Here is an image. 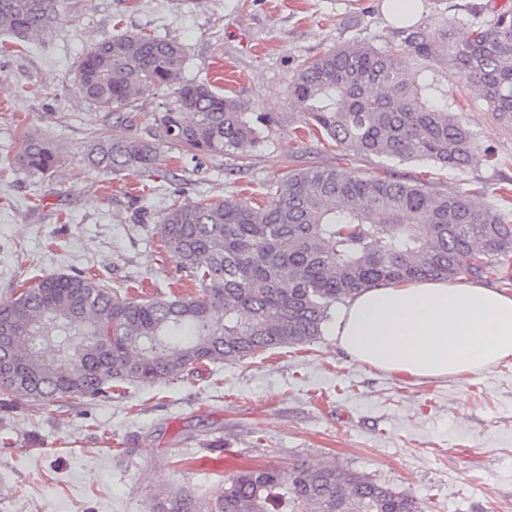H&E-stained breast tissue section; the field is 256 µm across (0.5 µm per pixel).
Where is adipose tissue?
Here are the masks:
<instances>
[{"mask_svg": "<svg viewBox=\"0 0 512 512\" xmlns=\"http://www.w3.org/2000/svg\"><path fill=\"white\" fill-rule=\"evenodd\" d=\"M356 363L417 379L461 376L512 358V295L442 280L362 290L336 315Z\"/></svg>", "mask_w": 512, "mask_h": 512, "instance_id": "1", "label": "adipose tissue"}]
</instances>
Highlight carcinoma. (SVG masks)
Here are the masks:
<instances>
[{"mask_svg": "<svg viewBox=\"0 0 512 512\" xmlns=\"http://www.w3.org/2000/svg\"><path fill=\"white\" fill-rule=\"evenodd\" d=\"M60 0H0V33L25 41L59 19ZM454 38L452 22L434 38L409 22L381 50L352 44L303 62L289 90L308 115V132L357 158L424 160L463 169L478 144L448 93L411 59L434 60L465 78L497 119L512 125V4H489ZM186 47L153 34L120 33L87 49L74 83L104 111L126 108L152 88L172 87L175 104L155 118L171 151L243 159L259 128L240 100L186 80ZM126 115L96 135L87 162L104 172L164 177L158 143L131 140ZM58 155L23 134L0 166L45 176ZM476 191L443 193L387 167L345 177L316 162L269 182L261 201L230 195L172 204L159 233L197 293L119 297L93 275L40 276L0 301V405L41 409L62 399L112 395L126 382L151 385L202 364L312 342L331 307L377 285L464 275L505 286L512 220L482 209ZM152 512H200L180 491ZM214 512H420L415 498L335 466L255 468L234 474Z\"/></svg>", "mask_w": 512, "mask_h": 512, "instance_id": "obj_1", "label": "carcinoma"}]
</instances>
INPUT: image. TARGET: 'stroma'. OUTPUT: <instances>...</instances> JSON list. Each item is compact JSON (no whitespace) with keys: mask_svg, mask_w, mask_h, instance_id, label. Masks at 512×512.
I'll list each match as a JSON object with an SVG mask.
<instances>
[{"mask_svg":"<svg viewBox=\"0 0 512 512\" xmlns=\"http://www.w3.org/2000/svg\"><path fill=\"white\" fill-rule=\"evenodd\" d=\"M485 0H419L417 20L438 33ZM387 0H61L49 31L15 48L0 35V156L22 134L59 153L47 176L0 168V300L25 279L83 270L125 291L163 297L184 290L157 246L171 202L257 196L309 162L352 177L375 161L334 143L298 140L307 115L289 97L299 64L360 42L383 49L396 23ZM153 33L185 45V78L211 82L262 119L245 159L164 161L167 178L90 169L85 153L116 120L83 98L72 76L87 47L120 33ZM418 69L457 100L480 153L461 170L425 161L397 175L512 214L499 189L512 181V127L500 123L453 69ZM171 90L139 95L126 135L147 140ZM327 321L311 343L111 397L70 399L40 410L0 409V512H150L163 491L191 492L213 506L226 479L258 468L333 465L414 497L422 512H512V360L456 377L416 380L361 366Z\"/></svg>","mask_w":512,"mask_h":512,"instance_id":"35a3bbf8","label":"stroma"}]
</instances>
